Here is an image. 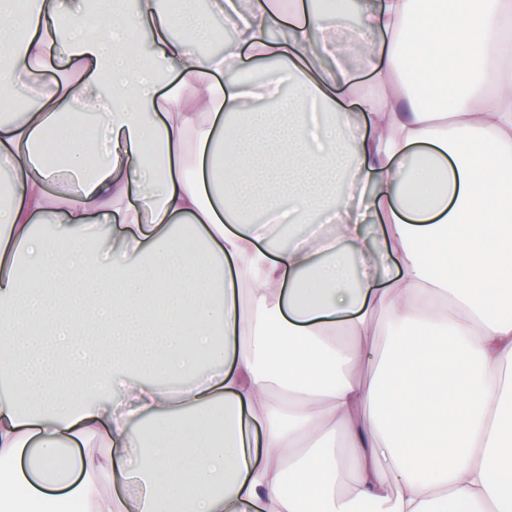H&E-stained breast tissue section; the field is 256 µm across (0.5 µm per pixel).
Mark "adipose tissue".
I'll return each instance as SVG.
<instances>
[{
	"mask_svg": "<svg viewBox=\"0 0 512 512\" xmlns=\"http://www.w3.org/2000/svg\"><path fill=\"white\" fill-rule=\"evenodd\" d=\"M182 29L0 0V512H512V0H211ZM448 335L453 380L384 383ZM349 69L352 75V88L350 91H343V102L345 105L353 102L354 98L358 95L365 94L370 89V75L367 71L363 70L355 57L349 60Z\"/></svg>",
	"mask_w": 512,
	"mask_h": 512,
	"instance_id": "obj_1",
	"label": "adipose tissue"
}]
</instances>
